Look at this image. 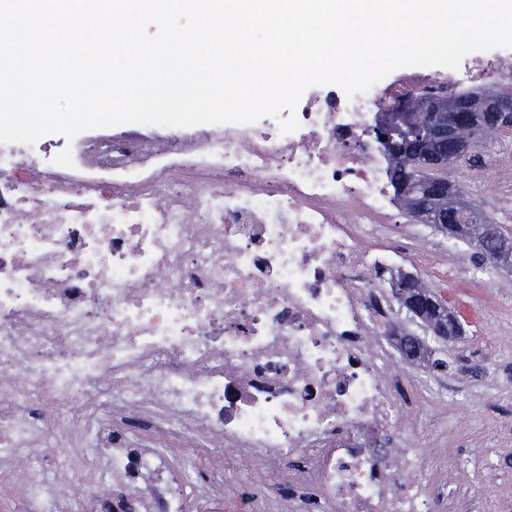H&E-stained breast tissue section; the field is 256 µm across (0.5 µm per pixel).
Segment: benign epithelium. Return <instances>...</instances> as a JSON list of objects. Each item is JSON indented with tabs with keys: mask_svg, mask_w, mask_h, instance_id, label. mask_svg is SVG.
Listing matches in <instances>:
<instances>
[{
	"mask_svg": "<svg viewBox=\"0 0 512 512\" xmlns=\"http://www.w3.org/2000/svg\"><path fill=\"white\" fill-rule=\"evenodd\" d=\"M467 111L480 112L485 121L500 129H512V98H502L496 94H483L466 98ZM458 102L451 100L441 105L427 103L418 93L407 92L399 97V104L386 112L382 117L383 127L390 130L387 136L389 150L396 154L402 148V140L408 137L413 129V121L422 123L427 131V140L432 144L434 164L443 173L440 180L427 179V166L415 168L413 180L419 191L415 192L407 186L401 187V199L408 214L416 220L431 217L432 223L453 224L455 219L468 213V199L463 189H458L454 202L449 210L436 208L435 202L443 201L448 196V183L453 181L452 173L460 165L459 157L466 153L469 144L456 130L455 112ZM496 244L490 254L495 262L506 249L507 241L499 236L494 224L485 225L483 235L478 238V246L484 250L487 243ZM397 299L413 316L436 323V334L443 338H453L457 332L456 324H448L445 318L441 296L435 292H425L420 288L397 289Z\"/></svg>",
	"mask_w": 512,
	"mask_h": 512,
	"instance_id": "1",
	"label": "benign epithelium"
}]
</instances>
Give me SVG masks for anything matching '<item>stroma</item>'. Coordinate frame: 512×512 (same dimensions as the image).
Returning <instances> with one entry per match:
<instances>
[{"mask_svg": "<svg viewBox=\"0 0 512 512\" xmlns=\"http://www.w3.org/2000/svg\"><path fill=\"white\" fill-rule=\"evenodd\" d=\"M475 152L479 163L459 169L455 178L483 217L512 234V206L501 205L498 189L475 185L484 166L512 154V141L485 138ZM478 263L474 248L463 244L451 252L429 254L417 272L421 282L444 295L465 329L462 338L437 340L431 354L446 365L438 380L465 391L439 408L448 418V434L441 445L452 466L467 445L479 443L477 425L488 416L505 426L499 446L512 454V268L494 267L486 283L463 286L458 278L461 269Z\"/></svg>", "mask_w": 512, "mask_h": 512, "instance_id": "1", "label": "stroma"}]
</instances>
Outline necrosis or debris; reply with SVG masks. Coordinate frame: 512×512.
I'll list each match as a JSON object with an SVG mask.
<instances>
[{
  "label": "necrosis or debris",
  "instance_id": "4bbe7bcc",
  "mask_svg": "<svg viewBox=\"0 0 512 512\" xmlns=\"http://www.w3.org/2000/svg\"><path fill=\"white\" fill-rule=\"evenodd\" d=\"M512 83V49L275 118L0 144V486L18 512H467L403 398L377 273L396 199L371 132L407 88ZM139 430H130L128 421ZM460 480L501 465L490 435Z\"/></svg>",
  "mask_w": 512,
  "mask_h": 512
}]
</instances>
